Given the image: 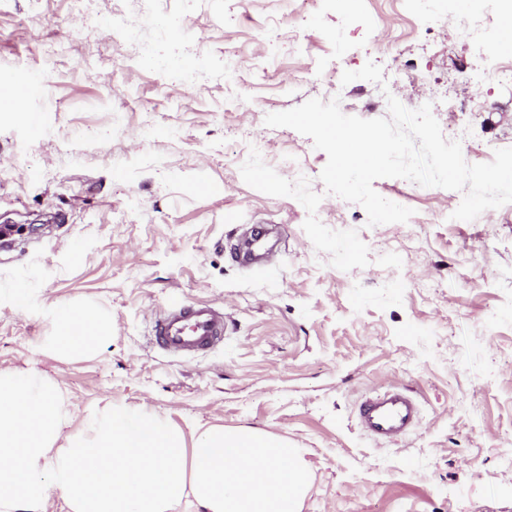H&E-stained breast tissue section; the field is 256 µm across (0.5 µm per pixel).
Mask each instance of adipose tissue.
<instances>
[{
    "instance_id": "ef3b65f1",
    "label": "adipose tissue",
    "mask_w": 512,
    "mask_h": 512,
    "mask_svg": "<svg viewBox=\"0 0 512 512\" xmlns=\"http://www.w3.org/2000/svg\"><path fill=\"white\" fill-rule=\"evenodd\" d=\"M96 310L54 306L46 346L68 358L96 348ZM58 383L0 373V512H302L310 475L300 449L271 433L209 428L194 441L157 410L107 404L80 430Z\"/></svg>"
}]
</instances>
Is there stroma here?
<instances>
[{"label": "stroma", "instance_id": "35a3bbf8", "mask_svg": "<svg viewBox=\"0 0 512 512\" xmlns=\"http://www.w3.org/2000/svg\"><path fill=\"white\" fill-rule=\"evenodd\" d=\"M501 10L482 0L478 39L455 41L409 0H0V72L44 84L0 109V225L22 228L0 249V372L59 383L74 430L112 402L284 437L312 475L303 512H512V203L456 224L453 191L380 178L413 215L371 227L327 193L311 138L264 123L312 98L383 118L388 92L490 162L512 147V96L484 76L512 60ZM369 61L383 84L342 83ZM452 97L484 108L448 114ZM256 224L278 244L246 267ZM56 302L95 307L108 337L44 350ZM188 303L223 310V343L153 347L156 312ZM393 387L421 421L377 443L356 405Z\"/></svg>", "mask_w": 512, "mask_h": 512}]
</instances>
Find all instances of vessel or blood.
Returning a JSON list of instances; mask_svg holds the SVG:
<instances>
[{
  "label": "vessel or blood",
  "mask_w": 512,
  "mask_h": 512,
  "mask_svg": "<svg viewBox=\"0 0 512 512\" xmlns=\"http://www.w3.org/2000/svg\"><path fill=\"white\" fill-rule=\"evenodd\" d=\"M224 315L214 306L181 305L154 319L153 339L162 351L191 355L206 351L223 340ZM420 421V406L406 391L393 388L367 397L359 407V426L368 437L394 441Z\"/></svg>",
  "instance_id": "obj_1"
}]
</instances>
